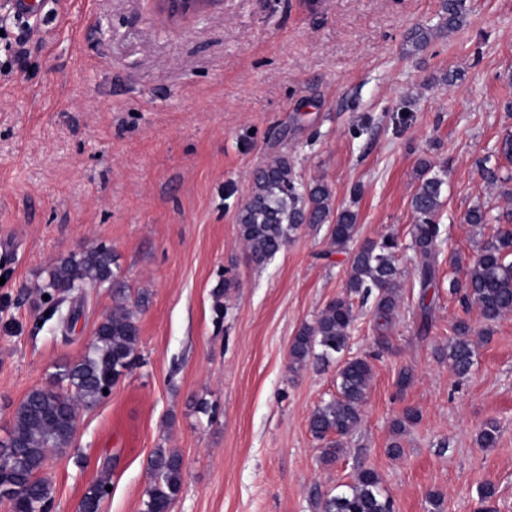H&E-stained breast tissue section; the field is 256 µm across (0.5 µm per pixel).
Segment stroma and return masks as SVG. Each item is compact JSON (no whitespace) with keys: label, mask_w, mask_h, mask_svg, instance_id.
Instances as JSON below:
<instances>
[{"label":"stroma","mask_w":512,"mask_h":512,"mask_svg":"<svg viewBox=\"0 0 512 512\" xmlns=\"http://www.w3.org/2000/svg\"><path fill=\"white\" fill-rule=\"evenodd\" d=\"M0 0V436L34 389L79 361L112 308L108 285L66 297L70 336L39 287L63 257L103 244L147 304L139 358L111 394L81 407L69 447L41 471L51 512H76L104 461L103 512H141L156 448L183 459L172 512H318L358 469L396 512H512V314L486 323L448 293L451 255L470 262L512 212V165L479 166L512 131V0H467L448 30L443 0H211L172 25L153 0H50L29 25ZM429 40L415 47L413 29ZM292 156L302 182L353 206L358 240L397 238L400 309L380 350L371 305L347 356L372 360L362 421L332 465L308 428L336 394V363L295 368L289 347L344 291L347 254L327 226L299 230L251 263L237 213L254 171ZM445 180L435 288L421 293L410 199L421 161ZM483 203L475 228L464 215ZM233 280L225 289V280ZM432 323L423 326L422 301ZM466 320L482 338L468 375L438 358ZM414 383L398 392L399 371ZM420 419L401 435L404 409ZM495 420V447L478 432ZM400 455L389 454L392 441Z\"/></svg>","instance_id":"obj_1"}]
</instances>
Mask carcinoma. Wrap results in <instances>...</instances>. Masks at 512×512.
<instances>
[{
	"label": "carcinoma",
	"instance_id": "1",
	"mask_svg": "<svg viewBox=\"0 0 512 512\" xmlns=\"http://www.w3.org/2000/svg\"><path fill=\"white\" fill-rule=\"evenodd\" d=\"M446 25L454 29L463 23L467 0H444ZM444 180L431 173L423 161L420 183L411 197L415 224L411 229L412 248L419 262L417 281L421 298L435 287L438 246L441 237L439 212L443 206ZM240 239L249 258L257 265L271 260L303 225H329V244L349 253L345 291L330 301L311 323L301 326L294 337L289 356L293 366L322 364L348 346L356 320L355 300L374 299V328L378 346L389 348L386 331L399 307L400 271L395 264L398 241L393 236L356 243L357 213L350 208L335 210L332 192L323 182L305 185L297 179L294 161L288 155L253 173L249 196L237 214ZM112 250L98 245L60 259L42 285L43 294L54 296L89 284L112 283V296L129 299L128 288L118 280L112 264ZM450 294L467 306L475 305L483 318L495 322L512 313V225L500 227L495 236L480 247L475 259L463 268V277L449 282ZM454 341L444 356L454 372L467 374L474 364L476 346L473 330L464 320L452 325ZM140 332L137 311L119 307L104 315L96 336L81 360L63 366L56 374V385L31 391L15 409L6 437L0 440V488L18 484L25 496L10 501L13 512H49L52 485L39 476L51 448L66 447L73 436L74 420L80 407L105 398L112 387L137 359ZM372 363L367 358H347L338 364L336 397L317 405L308 417L312 436L322 442L321 458L333 464L342 452L341 439L361 422L368 400ZM499 427L485 423L479 432L484 448L497 444ZM154 475L147 489L143 512H166L182 488V457L175 451L157 448L150 458ZM108 483L90 485L79 502L80 512H101L108 495ZM322 512H394V503L385 494L378 473L361 469L347 490L326 497Z\"/></svg>",
	"mask_w": 512,
	"mask_h": 512
}]
</instances>
